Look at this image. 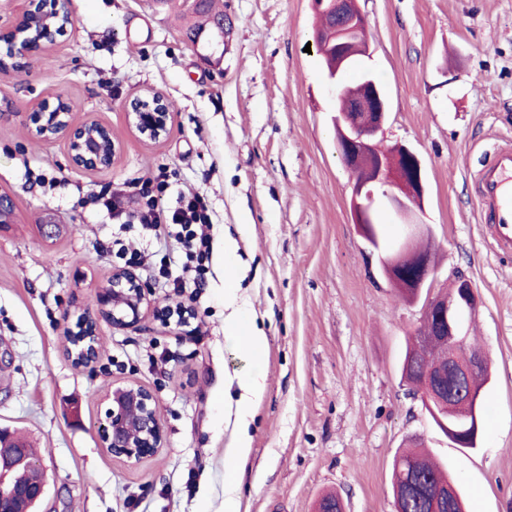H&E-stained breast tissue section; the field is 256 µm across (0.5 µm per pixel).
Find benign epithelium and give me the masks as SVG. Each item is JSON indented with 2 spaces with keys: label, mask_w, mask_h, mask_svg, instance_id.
Returning <instances> with one entry per match:
<instances>
[{
  "label": "benign epithelium",
  "mask_w": 512,
  "mask_h": 512,
  "mask_svg": "<svg viewBox=\"0 0 512 512\" xmlns=\"http://www.w3.org/2000/svg\"><path fill=\"white\" fill-rule=\"evenodd\" d=\"M319 14H330L336 21V59L344 65L357 43L355 35L366 26V18L358 0H312ZM74 25L70 0H23L20 13L8 20L6 32H0V73L21 74L29 60L49 52L62 35ZM128 130L141 143L153 145L170 132L171 112L166 96L153 92L137 96L122 105ZM388 117L387 99L376 86H367L349 109L336 111V144L346 168L366 175L356 179L351 199L354 223L365 230L368 240L376 239L375 219L384 210L395 220L408 226L410 234L398 248L383 258L382 265L389 281L399 290L420 297L431 287L435 269L430 260L416 252L415 240L429 235L424 225L415 221L422 209L426 192L424 168L419 155L405 145H395L386 155L372 160L370 149L384 134ZM28 134L43 142L64 141L70 168L80 171L112 169L122 150L112 127L89 116L74 121L72 103L58 95L41 100L35 111L25 118ZM16 223L13 196L0 191V231ZM452 296L431 298L422 312V321H434L432 330L413 334L415 344L442 345L444 360L423 370L414 385L415 394L429 411L448 409L453 420L446 425L449 439L456 447L478 435L476 406L479 396L470 389L471 378L488 370L483 353L468 344L460 320L478 308L472 284L463 278L456 281ZM96 309L82 313L78 331L67 335L73 362L90 367L98 357V324L102 319L115 326H133L150 314L170 321L177 316L181 325L192 316L186 306L158 308L151 301V287L133 268L120 267L94 287ZM453 375L455 388L448 391L446 379ZM105 405L100 425L102 447L113 457L131 466L154 456L164 446V434L158 415L155 394L132 381L110 385L102 394ZM32 466L22 443L8 430L0 429V512H35L46 495L47 483L40 479L18 483L16 471ZM457 496L452 483L433 488L429 505L440 512L448 499Z\"/></svg>",
  "instance_id": "obj_1"
}]
</instances>
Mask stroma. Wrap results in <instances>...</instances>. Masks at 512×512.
Instances as JSON below:
<instances>
[{"mask_svg":"<svg viewBox=\"0 0 512 512\" xmlns=\"http://www.w3.org/2000/svg\"><path fill=\"white\" fill-rule=\"evenodd\" d=\"M229 35L219 62L153 0H70L74 26L26 73L1 74L15 118L0 122V189L18 222L0 234V427L38 451L48 475L39 512H224V455L235 444L239 376L260 369L242 512H394L393 459L422 444L447 462L466 512H512V257L486 245L470 172L512 137V0H359L370 54L360 66L389 104L383 146L420 154L418 222L438 248L433 291L468 279L479 298L463 326L486 352L490 382L478 444L455 448L401 379L422 302L403 300L354 224L353 174L336 150V99L313 39L311 0H214ZM164 93L168 137L143 145L121 102ZM68 98L75 120L109 124L111 169H70L63 143L32 139L19 115ZM167 168L174 192L202 194L214 239L189 325L99 323L93 367L75 366L66 329L94 309L93 288L121 267L140 225L108 217L94 194L137 198ZM44 175L37 184L36 175ZM54 217L52 239L40 222ZM234 240L233 290L224 242ZM268 338L260 359L225 337L228 293ZM133 381L158 401L165 443L130 466L100 440L103 391Z\"/></svg>","mask_w":512,"mask_h":512,"instance_id":"stroma-1","label":"stroma"}]
</instances>
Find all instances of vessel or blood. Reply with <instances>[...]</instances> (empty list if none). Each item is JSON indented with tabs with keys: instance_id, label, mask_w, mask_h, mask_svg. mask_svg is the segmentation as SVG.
I'll use <instances>...</instances> for the list:
<instances>
[{
	"instance_id": "obj_1",
	"label": "vessel or blood",
	"mask_w": 512,
	"mask_h": 512,
	"mask_svg": "<svg viewBox=\"0 0 512 512\" xmlns=\"http://www.w3.org/2000/svg\"><path fill=\"white\" fill-rule=\"evenodd\" d=\"M470 178L479 222L488 230L493 251L512 256V140L498 143Z\"/></svg>"
}]
</instances>
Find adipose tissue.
Returning <instances> with one entry per match:
<instances>
[{"label":"adipose tissue","mask_w":512,"mask_h":512,"mask_svg":"<svg viewBox=\"0 0 512 512\" xmlns=\"http://www.w3.org/2000/svg\"><path fill=\"white\" fill-rule=\"evenodd\" d=\"M238 385L241 390L238 400L239 436L228 455L230 465L226 474L227 495L224 499V512H240L236 494L242 481L243 464L250 453L248 426L252 417V406L261 398L264 390L262 375L257 371L241 378Z\"/></svg>","instance_id":"obj_1"}]
</instances>
